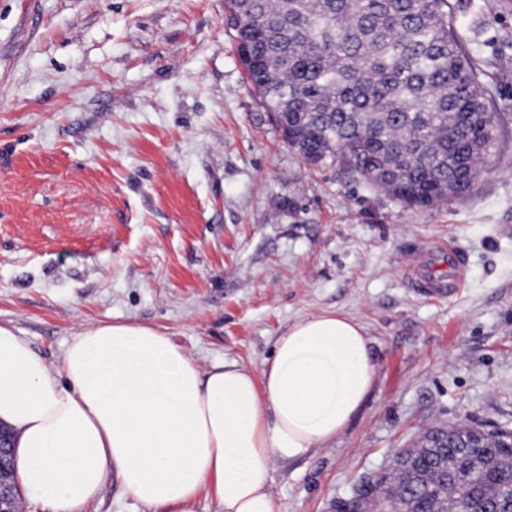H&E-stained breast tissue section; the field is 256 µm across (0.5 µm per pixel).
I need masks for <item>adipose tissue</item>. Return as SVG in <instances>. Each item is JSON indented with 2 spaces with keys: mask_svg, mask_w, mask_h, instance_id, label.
Here are the masks:
<instances>
[{
  "mask_svg": "<svg viewBox=\"0 0 512 512\" xmlns=\"http://www.w3.org/2000/svg\"><path fill=\"white\" fill-rule=\"evenodd\" d=\"M377 379L355 319L300 320L261 375L235 363L201 374L171 336L98 322L59 367L0 324V422L13 431L15 475L50 512H83L109 477L151 512H277L273 462L301 459L341 434Z\"/></svg>",
  "mask_w": 512,
  "mask_h": 512,
  "instance_id": "adipose-tissue-1",
  "label": "adipose tissue"
}]
</instances>
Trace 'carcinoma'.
<instances>
[{"label": "carcinoma", "instance_id": "cac0c4a2", "mask_svg": "<svg viewBox=\"0 0 512 512\" xmlns=\"http://www.w3.org/2000/svg\"><path fill=\"white\" fill-rule=\"evenodd\" d=\"M461 0H225L247 80L288 143L407 208L468 192L497 138L457 18ZM400 452L394 474L345 512H495L512 499V439L461 456L448 434Z\"/></svg>", "mask_w": 512, "mask_h": 512}]
</instances>
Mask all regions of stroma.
<instances>
[{
    "label": "stroma",
    "instance_id": "1",
    "mask_svg": "<svg viewBox=\"0 0 512 512\" xmlns=\"http://www.w3.org/2000/svg\"><path fill=\"white\" fill-rule=\"evenodd\" d=\"M464 3L499 140L468 195L405 209L288 147L224 0H0V322L54 365L82 325L138 322L258 375L297 321L354 318L375 387L273 464L278 512H340L432 428H512V0ZM451 249L460 291L419 293L408 265L447 275Z\"/></svg>",
    "mask_w": 512,
    "mask_h": 512
}]
</instances>
